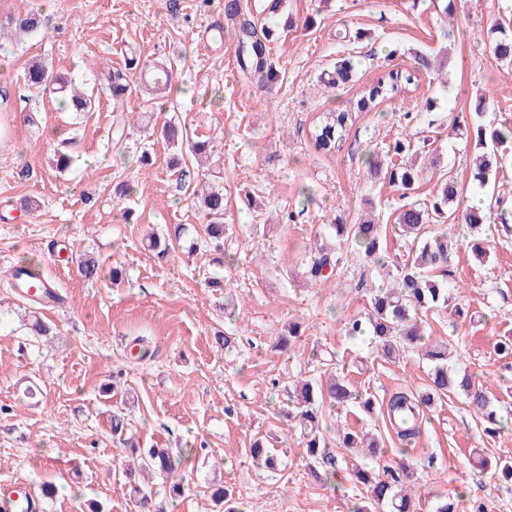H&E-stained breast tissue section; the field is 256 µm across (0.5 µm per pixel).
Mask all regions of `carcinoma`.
I'll return each mask as SVG.
<instances>
[{
    "label": "carcinoma",
    "mask_w": 512,
    "mask_h": 512,
    "mask_svg": "<svg viewBox=\"0 0 512 512\" xmlns=\"http://www.w3.org/2000/svg\"><path fill=\"white\" fill-rule=\"evenodd\" d=\"M238 31V58L242 69L248 68L260 74L263 81L271 83L278 77L275 65L266 56L262 38L269 37L264 31L257 33L255 26L248 20L240 21ZM497 37L494 40V54L501 59L512 61V30L502 26L496 27ZM353 66L348 61L336 65L330 75L333 85L346 84L351 81ZM29 86L41 93L71 92L74 110L86 112L92 108V100L85 98L71 89L68 79L47 65L33 64L26 74ZM416 76L410 71L390 72L384 78L377 79L365 87L356 104L355 111L324 112L316 117L310 129V141L318 153L328 154L345 141L347 132L357 120V113L368 112L380 103L400 94L410 92ZM108 90L112 99L124 101L131 93L127 75L116 70L109 76ZM487 107L486 99L476 100L473 112L470 113L471 131L475 147L479 154L475 158L473 180L479 187L489 188L493 169L497 168V154L512 148V125L504 122L499 126L480 123ZM410 151V146L398 141L382 154H369L368 166L370 173L379 179L388 181L392 186L404 189L411 188L418 178L414 164L404 161L394 162L390 154L399 157ZM461 195V189L453 178L448 177L439 184L437 195L432 202L417 201L403 206L396 217V224L403 236L412 239L407 258L396 265L393 282L386 288L369 289V309L365 316L349 319L345 323L346 333L351 337L369 334L377 343L381 352L388 358L405 348H416L422 344V317L438 307L450 305L451 287L443 275L448 263L449 252L453 246L448 233L443 230L433 231L431 226L457 221L469 229H477L485 223L486 214L479 207H468L463 211L450 208ZM199 200L200 210L206 219L199 230L200 238L206 246L215 251L224 250V191L210 185L201 186L194 192ZM336 244L315 247L313 256L304 271L311 281H319L331 277L341 261L342 246H347L354 253L378 265H385L382 258L383 248L380 227L371 220H363L357 224H335ZM301 336L300 324L290 322L283 326L278 334L276 347L286 352ZM424 356L433 364L431 373V392H461L469 406L484 425V431L490 434L498 432L501 422L494 404L484 391L475 383L467 372L448 371V348L432 346L425 350ZM292 409L287 418L297 422L305 441L308 457L324 464H334L335 455L329 450L327 437L322 432L324 402L332 405L353 403L364 412L373 409L372 401L354 391L346 380L331 376L322 383L315 379L298 381L289 393ZM431 403V396L419 398L407 393L395 395L389 411L399 419V439L410 443L419 434V419L423 414L422 407ZM112 439L119 446L128 449L140 457L142 469L153 474L168 486L170 497L177 498L187 490L186 478L180 472L183 464L181 452L172 448H142L130 434L125 417L112 415ZM337 439L343 448H365L368 456L373 459L381 471L377 472L367 464H355L351 468L353 480L366 488V496L355 505L352 512H379L383 507L389 512H418L417 503L408 487L406 480L410 472L403 464L395 466L382 459L384 450L374 441L346 428L337 429ZM483 469L492 477L512 478V464L499 460L492 461L486 457L480 459ZM131 492L139 498L142 508H147L153 495L152 481L131 483ZM211 499L216 505L223 506V512H237L233 505L229 490L215 488Z\"/></svg>",
    "instance_id": "cac0c4a2"
}]
</instances>
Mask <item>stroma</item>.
Wrapping results in <instances>:
<instances>
[{"label": "stroma", "mask_w": 512, "mask_h": 512, "mask_svg": "<svg viewBox=\"0 0 512 512\" xmlns=\"http://www.w3.org/2000/svg\"><path fill=\"white\" fill-rule=\"evenodd\" d=\"M226 0H0V21L33 10L41 27L0 40V480L54 483L47 512H139L122 471L127 453L112 440L113 411L125 413L144 447L178 448L189 489L154 499L161 512H210V490L232 489L241 512H351L365 493L349 475L350 453L335 448V467L310 459L298 429L287 427L288 388L320 377L312 352L335 355L333 366L362 396L356 406L324 408L329 426L377 435L388 459L413 474L420 512L441 503L453 512H512V481L490 479L472 465L473 451L512 461V356L497 344L512 333V154L500 161L494 207L477 232L452 224L456 240L447 268L456 304L424 319L427 337L446 342L458 371L472 374L496 399L507 426L484 434L464 395L434 397L411 445L398 439L387 414L401 391L426 393L428 366L416 353L388 359L367 339L346 334L347 319L367 310L366 291L385 287L408 247L395 217L404 205L431 201L441 176H453L464 199H485L470 182L476 152L469 131L451 118L468 114L476 95L489 94L485 122L512 121V61L499 59L489 28L512 25L507 0H241L247 19L269 26L266 52L277 82L242 71ZM438 61L417 69L416 54ZM132 93L115 107L105 89L110 69L129 57ZM355 63L350 83L330 87L337 61ZM40 60L98 97L81 115L57 95L29 89L25 72ZM171 67L169 87L152 92L143 76ZM416 75L414 92L361 113L330 154L315 152L314 118L349 109L361 91L389 72ZM191 138L210 142L207 166L183 161L162 134L168 121ZM411 143L422 171L414 189L371 177L366 160L396 141ZM74 161L56 168L58 152ZM224 189V221L232 232L223 251L190 242L202 222L191 196L200 179ZM371 214L380 226L386 268L354 254L336 273L311 283L303 263L315 239L332 224ZM187 229L170 256L148 248L151 234ZM485 238L489 257L478 261L468 242ZM98 260L99 279L77 271L75 258ZM40 264L67 299L43 313L52 331L33 337L36 307L6 288L20 262ZM120 269L113 279L112 269ZM217 269L224 286L207 287ZM232 301V315L222 306ZM301 325L292 352L274 348L287 322ZM238 339L224 353L215 330ZM149 355L137 360L136 337ZM114 386L112 396L103 387ZM263 442L276 468L251 455Z\"/></svg>", "instance_id": "obj_1"}]
</instances>
